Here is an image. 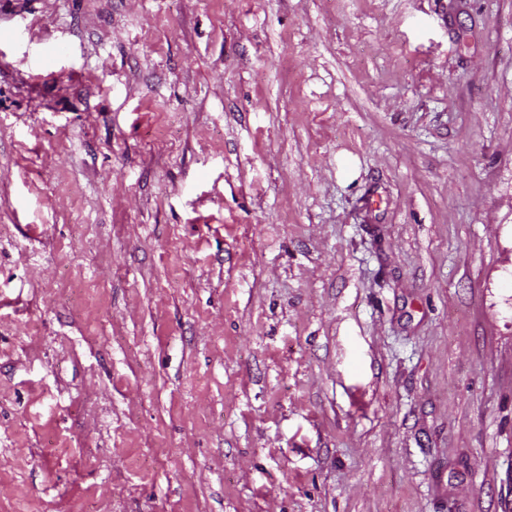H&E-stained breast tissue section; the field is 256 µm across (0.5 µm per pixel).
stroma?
<instances>
[{"label":"stroma","mask_w":512,"mask_h":512,"mask_svg":"<svg viewBox=\"0 0 512 512\" xmlns=\"http://www.w3.org/2000/svg\"><path fill=\"white\" fill-rule=\"evenodd\" d=\"M0 512H512V0H0Z\"/></svg>","instance_id":"obj_1"}]
</instances>
